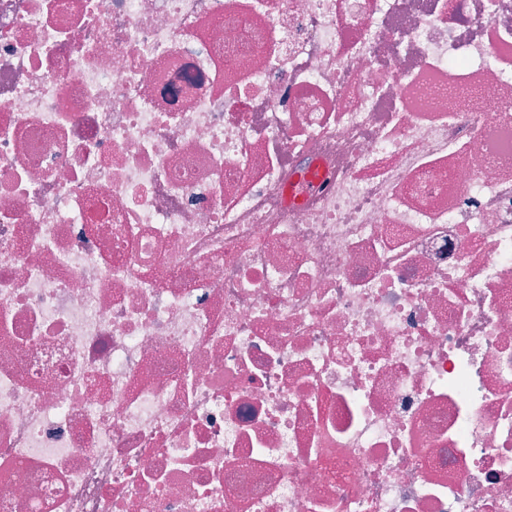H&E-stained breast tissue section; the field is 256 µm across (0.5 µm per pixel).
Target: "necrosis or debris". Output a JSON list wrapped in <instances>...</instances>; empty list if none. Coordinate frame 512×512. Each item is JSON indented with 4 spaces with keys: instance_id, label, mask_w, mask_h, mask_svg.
<instances>
[{
    "instance_id": "obj_1",
    "label": "necrosis or debris",
    "mask_w": 512,
    "mask_h": 512,
    "mask_svg": "<svg viewBox=\"0 0 512 512\" xmlns=\"http://www.w3.org/2000/svg\"><path fill=\"white\" fill-rule=\"evenodd\" d=\"M0 512H512V0H0Z\"/></svg>"
}]
</instances>
